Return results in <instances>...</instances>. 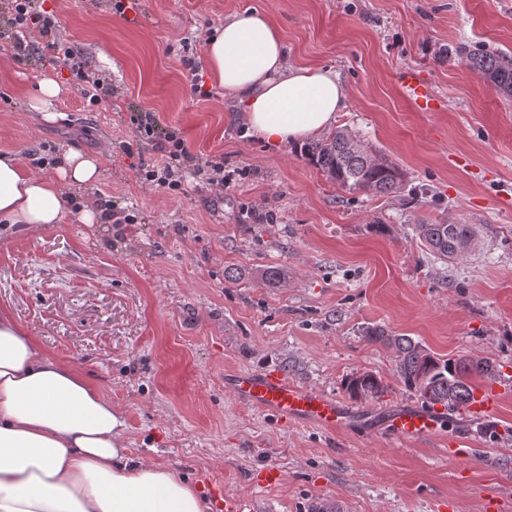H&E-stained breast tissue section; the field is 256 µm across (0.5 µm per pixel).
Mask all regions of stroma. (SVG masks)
Returning <instances> with one entry per match:
<instances>
[{
	"label": "stroma",
	"mask_w": 512,
	"mask_h": 512,
	"mask_svg": "<svg viewBox=\"0 0 512 512\" xmlns=\"http://www.w3.org/2000/svg\"><path fill=\"white\" fill-rule=\"evenodd\" d=\"M40 0L58 32L112 84L88 104L47 52L15 58L0 46V154L27 161L72 149L98 159L73 210L110 203L131 223L15 224L0 232V311L45 353L79 369L125 420V446L212 485L253 512H305L315 495L349 512H512V98L469 70L458 46L512 56V0ZM266 11L292 66L336 70L348 89L336 128H349L404 173L420 196L350 194L298 157L246 132L239 103L205 81L193 94L186 59H199L225 17ZM415 69L439 108L415 111L398 73ZM47 78L61 92L55 120L29 103ZM153 112L230 184L184 166L178 190L144 182L160 153L138 140L132 115ZM478 225L475 250L441 262L416 237L418 218ZM281 269L282 286L264 270ZM234 281H227V274ZM381 327L444 358L482 357L501 393L477 421L443 412L439 432L401 441L383 432L282 425L240 402L226 374L275 366L297 383L346 400V378L387 386L356 409L382 416L421 406ZM467 455L452 459L448 444ZM278 467L259 487L251 471Z\"/></svg>",
	"instance_id": "35a3bbf8"
}]
</instances>
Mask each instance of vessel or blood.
<instances>
[{
	"mask_svg": "<svg viewBox=\"0 0 512 512\" xmlns=\"http://www.w3.org/2000/svg\"><path fill=\"white\" fill-rule=\"evenodd\" d=\"M403 95L421 112L438 107L430 85L412 69L400 72ZM226 387L242 403L276 417L281 423L304 422L333 432L336 429L364 425V412L352 409L335 397L290 381L278 368L242 371L227 375ZM441 420L437 413L419 408L396 409L384 418L388 432L400 440H417L437 432ZM213 512H247L249 501L226 496L222 487L211 490Z\"/></svg>",
	"mask_w": 512,
	"mask_h": 512,
	"instance_id": "1",
	"label": "vessel or blood"
}]
</instances>
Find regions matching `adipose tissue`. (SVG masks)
Wrapping results in <instances>:
<instances>
[{
  "instance_id": "ef3b65f1",
  "label": "adipose tissue",
  "mask_w": 512,
  "mask_h": 512,
  "mask_svg": "<svg viewBox=\"0 0 512 512\" xmlns=\"http://www.w3.org/2000/svg\"><path fill=\"white\" fill-rule=\"evenodd\" d=\"M205 58L264 144L285 148L318 134L346 106L336 71L288 66L283 36L262 10L225 18ZM99 177L97 160L73 150L52 178L0 155V221L62 223L66 192ZM124 431L99 388L0 313V512H206L174 470L134 461Z\"/></svg>"
}]
</instances>
